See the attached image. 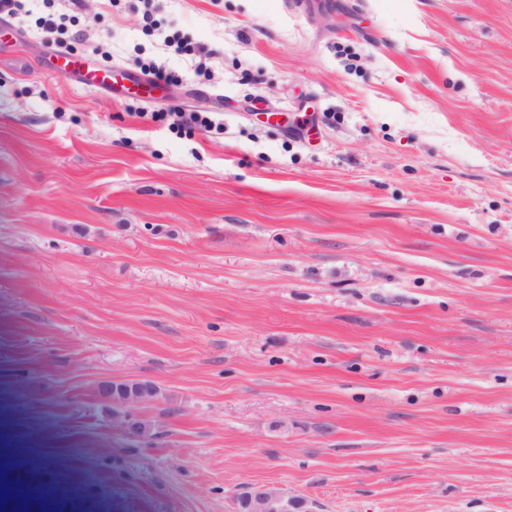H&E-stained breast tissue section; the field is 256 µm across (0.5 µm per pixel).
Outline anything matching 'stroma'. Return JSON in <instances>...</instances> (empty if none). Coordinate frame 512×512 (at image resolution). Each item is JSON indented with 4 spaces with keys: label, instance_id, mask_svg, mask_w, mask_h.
I'll use <instances>...</instances> for the list:
<instances>
[{
    "label": "stroma",
    "instance_id": "1",
    "mask_svg": "<svg viewBox=\"0 0 512 512\" xmlns=\"http://www.w3.org/2000/svg\"><path fill=\"white\" fill-rule=\"evenodd\" d=\"M152 4L0 19L10 461L81 512H512V0ZM53 10L177 83L61 77ZM250 491L256 492L258 498L245 502L237 500L234 512H313L312 503L304 498L285 497L267 486H255ZM249 509V510H246ZM256 509V510H253ZM272 510V511H268Z\"/></svg>",
    "mask_w": 512,
    "mask_h": 512
}]
</instances>
